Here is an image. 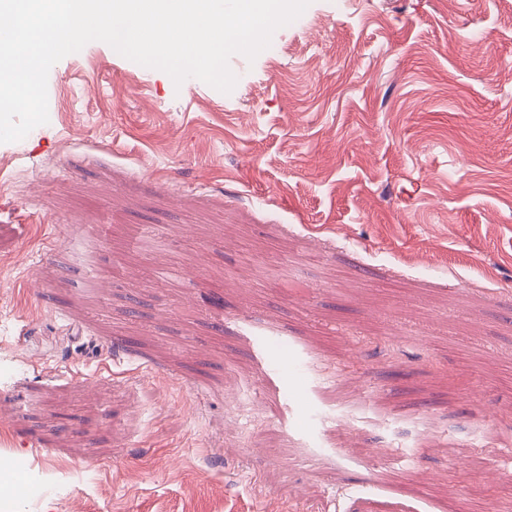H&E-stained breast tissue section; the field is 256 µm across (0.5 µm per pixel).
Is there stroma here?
I'll return each mask as SVG.
<instances>
[{"label": "stroma", "mask_w": 512, "mask_h": 512, "mask_svg": "<svg viewBox=\"0 0 512 512\" xmlns=\"http://www.w3.org/2000/svg\"><path fill=\"white\" fill-rule=\"evenodd\" d=\"M230 65L225 94L88 45L0 144V251L34 256L0 276V512H512V0H312ZM332 382L383 411L352 448ZM250 442L252 446L256 447L273 446L279 448L281 455L291 460L300 457V452L296 449L295 443L289 439L286 432L279 428H263L251 435Z\"/></svg>", "instance_id": "stroma-1"}]
</instances>
